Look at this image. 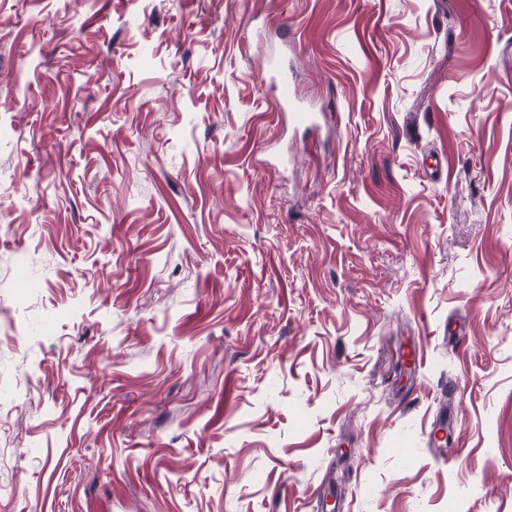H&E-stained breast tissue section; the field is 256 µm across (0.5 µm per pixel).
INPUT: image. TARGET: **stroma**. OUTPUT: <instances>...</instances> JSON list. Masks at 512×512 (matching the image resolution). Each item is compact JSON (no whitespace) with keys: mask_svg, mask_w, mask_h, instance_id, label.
Wrapping results in <instances>:
<instances>
[{"mask_svg":"<svg viewBox=\"0 0 512 512\" xmlns=\"http://www.w3.org/2000/svg\"><path fill=\"white\" fill-rule=\"evenodd\" d=\"M1 485L512 512V0H0ZM269 87L272 89L273 101L278 110L288 111L289 119L296 125L313 124L316 114L310 112L296 98L292 77L287 69L276 67L270 76Z\"/></svg>","mask_w":512,"mask_h":512,"instance_id":"obj_1","label":"stroma"}]
</instances>
